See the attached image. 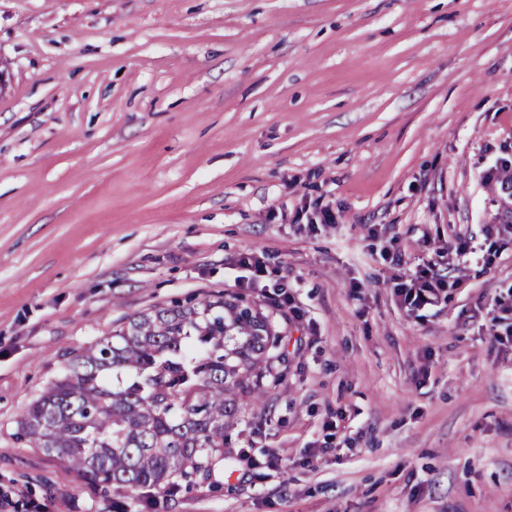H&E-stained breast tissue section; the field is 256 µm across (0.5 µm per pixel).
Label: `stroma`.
I'll return each mask as SVG.
<instances>
[{"instance_id":"35a3bbf8","label":"stroma","mask_w":512,"mask_h":512,"mask_svg":"<svg viewBox=\"0 0 512 512\" xmlns=\"http://www.w3.org/2000/svg\"><path fill=\"white\" fill-rule=\"evenodd\" d=\"M510 138L512 0H0V512H125L17 423L125 318L225 291L288 372L246 399L219 490L160 512H512V350L476 311L512 255L417 319L366 239L411 261L512 222L483 179ZM238 267L242 272L247 275L238 276V283L242 286L245 282L252 284L259 278L265 277L267 274V268L262 259L253 252H246L241 254L238 259Z\"/></svg>"}]
</instances>
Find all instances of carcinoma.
I'll return each mask as SVG.
<instances>
[{"mask_svg":"<svg viewBox=\"0 0 512 512\" xmlns=\"http://www.w3.org/2000/svg\"><path fill=\"white\" fill-rule=\"evenodd\" d=\"M283 341L239 294L155 307L71 356L28 406L17 439L153 512L211 482L244 399L273 364L287 366Z\"/></svg>","mask_w":512,"mask_h":512,"instance_id":"1","label":"carcinoma"}]
</instances>
